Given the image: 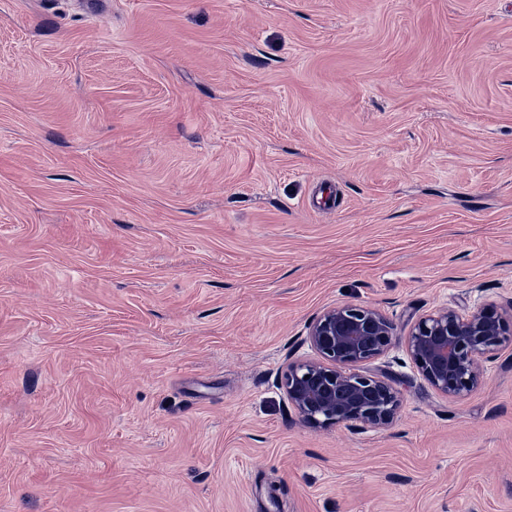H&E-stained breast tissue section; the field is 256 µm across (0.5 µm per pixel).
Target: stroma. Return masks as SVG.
<instances>
[{
	"instance_id": "1",
	"label": "stroma",
	"mask_w": 512,
	"mask_h": 512,
	"mask_svg": "<svg viewBox=\"0 0 512 512\" xmlns=\"http://www.w3.org/2000/svg\"><path fill=\"white\" fill-rule=\"evenodd\" d=\"M512 314V0H0V512H512V342L451 398L412 318ZM387 430L280 384L325 309ZM398 336L393 321L367 305L326 309L307 340L320 359L288 364L282 386L300 419L317 429L335 424L384 429L396 420L401 397L395 376L359 367L384 355Z\"/></svg>"
}]
</instances>
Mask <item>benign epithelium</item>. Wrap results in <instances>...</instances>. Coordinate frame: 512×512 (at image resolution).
I'll return each mask as SVG.
<instances>
[{"label": "benign epithelium", "instance_id": "obj_1", "mask_svg": "<svg viewBox=\"0 0 512 512\" xmlns=\"http://www.w3.org/2000/svg\"><path fill=\"white\" fill-rule=\"evenodd\" d=\"M307 340L319 359L290 363L282 376L288 401L307 426L384 429L393 424L401 407L395 376L359 370L397 340L389 317L367 305L328 308L311 323ZM509 340L512 320L493 304L467 313L446 307L419 316L404 337L415 367L448 397H463L480 387L481 358Z\"/></svg>", "mask_w": 512, "mask_h": 512}]
</instances>
